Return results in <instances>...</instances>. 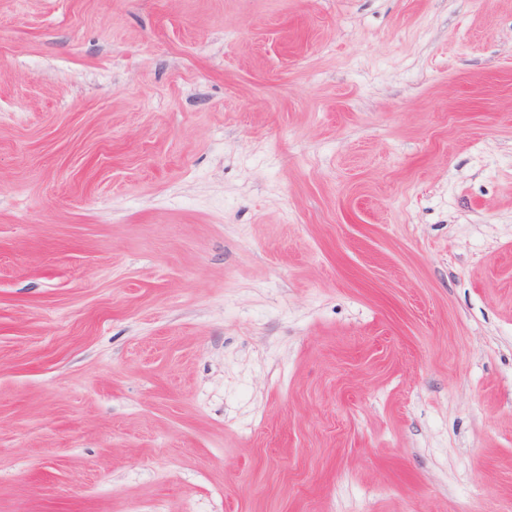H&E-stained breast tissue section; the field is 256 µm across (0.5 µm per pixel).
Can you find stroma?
Listing matches in <instances>:
<instances>
[{
  "instance_id": "obj_1",
  "label": "stroma",
  "mask_w": 512,
  "mask_h": 512,
  "mask_svg": "<svg viewBox=\"0 0 512 512\" xmlns=\"http://www.w3.org/2000/svg\"><path fill=\"white\" fill-rule=\"evenodd\" d=\"M0 512H512V0H0Z\"/></svg>"
}]
</instances>
